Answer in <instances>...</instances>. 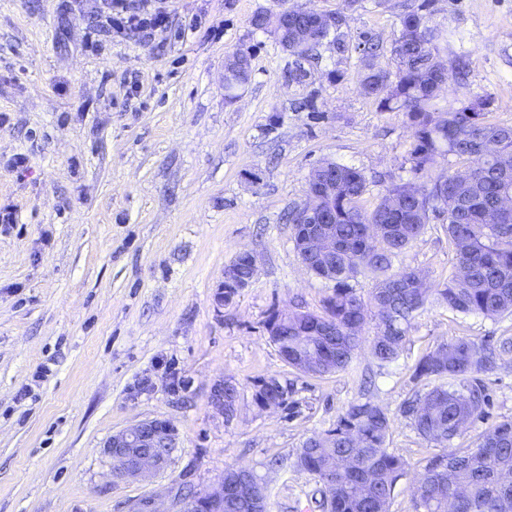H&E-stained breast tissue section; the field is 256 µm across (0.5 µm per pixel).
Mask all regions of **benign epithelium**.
<instances>
[{
    "mask_svg": "<svg viewBox=\"0 0 512 512\" xmlns=\"http://www.w3.org/2000/svg\"><path fill=\"white\" fill-rule=\"evenodd\" d=\"M328 241L317 233L311 234L308 240L307 260L303 261L306 269L328 257ZM224 284L243 290L250 282L241 278L239 268L230 263L224 269ZM226 384L219 382L213 386L209 394V404L222 412L230 407V399L226 398ZM177 430L174 425L160 418L147 419L136 425L117 431L106 441L105 453L115 462L121 464L117 471L120 479H139L162 470L168 463L173 448L176 447ZM231 477L238 490L253 500L260 507L265 503L262 484L249 473L233 472ZM172 510L161 508L157 499L148 496L134 502L129 512H224V483L212 491H207L196 498L184 499L173 497Z\"/></svg>",
    "mask_w": 512,
    "mask_h": 512,
    "instance_id": "7a95c632",
    "label": "benign epithelium"
}]
</instances>
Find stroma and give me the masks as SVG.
<instances>
[{"label": "stroma", "instance_id": "35a3bbf8", "mask_svg": "<svg viewBox=\"0 0 512 512\" xmlns=\"http://www.w3.org/2000/svg\"><path fill=\"white\" fill-rule=\"evenodd\" d=\"M291 2L345 17L348 51L323 49L306 87L288 82L274 36L249 25L282 0H172L168 28L151 39L103 33L91 48L99 0H0V208L15 215L0 224V512H127L150 494L211 489L239 465L270 474V512H319L300 446L365 399L387 409L389 448L410 464L391 512H412L431 453L401 412L428 389L416 361L453 338L512 340L511 313L431 305L389 367L371 354V322L347 370L306 376L280 358L264 328L270 310L318 309L330 288L304 269L285 220L312 168L360 169L370 205L412 177L406 114L380 111L358 86V46L367 35L391 45L401 0ZM432 18L450 32L432 109L481 96L488 122L512 126V0H434ZM240 49L251 80L229 101L224 64ZM19 153L22 171L9 166ZM242 250L257 275L221 304L224 269ZM395 265L447 278L456 252L445 224L430 220ZM271 376L294 392L262 411L253 385ZM225 379L241 388L229 422L208 405ZM482 380L489 421L512 419V350ZM153 418L179 433L166 467L145 481L114 477L106 440Z\"/></svg>", "mask_w": 512, "mask_h": 512}]
</instances>
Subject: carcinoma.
<instances>
[{"label": "carcinoma", "mask_w": 512, "mask_h": 512, "mask_svg": "<svg viewBox=\"0 0 512 512\" xmlns=\"http://www.w3.org/2000/svg\"><path fill=\"white\" fill-rule=\"evenodd\" d=\"M432 4L433 0L407 4L398 14L391 44L395 71L375 63L383 44L364 40L359 86L382 110L408 115L414 128L408 161L415 177L428 175L450 155L467 164L468 171L422 183H392L368 207V180L361 170L329 160L311 170L308 186L317 192L316 206L334 216L327 235L336 243V253L327 260L333 288L318 312L297 309L285 314L274 309L266 320L276 328L270 341L294 370V355L303 351L329 365V373L347 369L369 318L376 321L378 333L373 356L387 366L398 361L412 321L433 302L463 314L494 317L512 312V208L498 206L501 195L512 194V171L505 174L501 168L502 161L512 162V136L496 153L482 151L484 143L497 141L508 130L485 120L487 100L482 98L448 112L431 110L445 75L440 49L448 44L447 31L432 20ZM316 15L312 8L292 5L282 26L264 11L250 19L254 30L272 33L293 58L288 67L292 83H307L309 66L322 58L324 45L333 46L338 54L348 50L340 32L341 13L315 26ZM250 79V55L233 52L224 67L225 98L235 99ZM432 218L448 225L457 265L465 266L464 272H452L435 287L417 282L412 269L393 270L394 260ZM299 220L296 205L288 221L302 256L312 228ZM359 278L372 283L366 296L350 285ZM326 324L336 330L333 345L318 335ZM496 367L497 349L490 344L463 337L437 344L418 359L413 371L431 387L406 402L403 414L433 447H448L464 428L485 417L488 398L477 375ZM390 427L383 407L371 400L358 401L332 428L302 442L297 465L317 478L321 512H390L407 468L406 461L388 448ZM412 507L413 512H512V419L487 427L475 446L460 454L426 458L413 486ZM224 512H254V504L228 486Z\"/></svg>", "instance_id": "obj_1"}]
</instances>
